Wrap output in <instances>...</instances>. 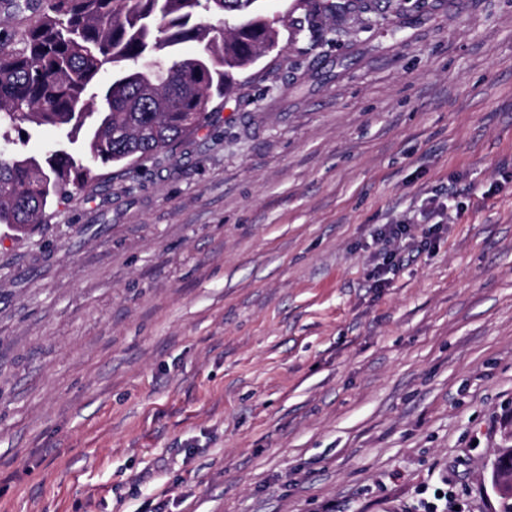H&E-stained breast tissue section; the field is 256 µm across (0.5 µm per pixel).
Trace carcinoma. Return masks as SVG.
<instances>
[{"label":"carcinoma","mask_w":512,"mask_h":512,"mask_svg":"<svg viewBox=\"0 0 512 512\" xmlns=\"http://www.w3.org/2000/svg\"><path fill=\"white\" fill-rule=\"evenodd\" d=\"M0 22V224H41L70 187L105 165L129 166L193 135L208 104L230 89V70L253 65L274 44L257 0H3ZM185 42L200 49L178 52ZM112 71L103 90L100 79ZM52 126L58 147L44 157L13 148L28 127ZM17 133L11 138L9 132ZM83 139L87 154L70 145ZM512 448L491 462L508 487Z\"/></svg>","instance_id":"obj_1"}]
</instances>
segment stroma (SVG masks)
<instances>
[{"mask_svg": "<svg viewBox=\"0 0 512 512\" xmlns=\"http://www.w3.org/2000/svg\"><path fill=\"white\" fill-rule=\"evenodd\" d=\"M308 2L196 135L0 224V512H500L512 0Z\"/></svg>", "mask_w": 512, "mask_h": 512, "instance_id": "stroma-1", "label": "stroma"}]
</instances>
